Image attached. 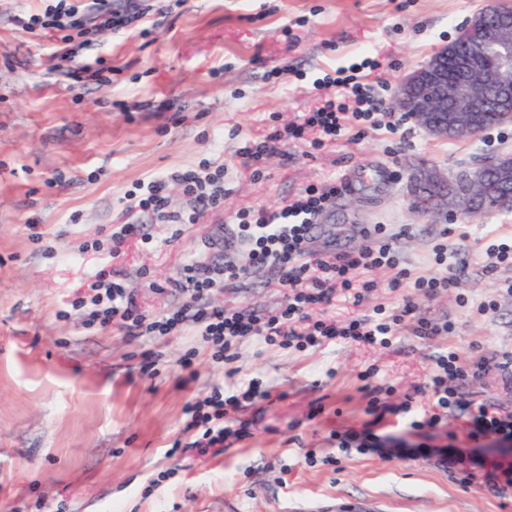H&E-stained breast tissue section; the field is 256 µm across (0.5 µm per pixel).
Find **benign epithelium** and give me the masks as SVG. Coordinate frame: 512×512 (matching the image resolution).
<instances>
[{"instance_id":"7a95c632","label":"benign epithelium","mask_w":512,"mask_h":512,"mask_svg":"<svg viewBox=\"0 0 512 512\" xmlns=\"http://www.w3.org/2000/svg\"><path fill=\"white\" fill-rule=\"evenodd\" d=\"M469 44L474 54L456 58L457 76L448 80V55ZM490 55L493 65L479 68L473 55ZM401 110L430 136L460 140L478 136L481 111L492 105L505 123L512 122V12L479 13L457 29L448 45L409 71L397 89ZM415 194L438 190L436 209L448 218L512 209V153L477 159L450 179L421 169L414 175Z\"/></svg>"}]
</instances>
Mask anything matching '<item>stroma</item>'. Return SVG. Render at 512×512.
I'll list each match as a JSON object with an SVG mask.
<instances>
[{
	"label": "stroma",
	"mask_w": 512,
	"mask_h": 512,
	"mask_svg": "<svg viewBox=\"0 0 512 512\" xmlns=\"http://www.w3.org/2000/svg\"><path fill=\"white\" fill-rule=\"evenodd\" d=\"M491 2L186 0L146 37L89 30L78 60L112 68V80L70 87L49 69L59 39L11 21L43 11L46 0H0V512H512V492L462 485L434 459L330 439L365 421V370L384 400L419 408L437 352L512 351V297L497 295L512 267L487 270L485 255L512 235V210L448 220L415 212L410 187L417 165L452 175L480 155L512 150V124L501 137L491 129L455 141L411 120L361 136L350 100L336 142L288 144L287 157H270L257 176L238 154L246 140L321 107L314 80L366 54L379 66L362 69L364 83L397 112L404 74ZM120 100L127 111L115 109ZM143 102L151 110H140ZM207 161L224 167L223 209L170 224L137 208L144 183ZM329 183L339 192L316 218L313 256L363 249L364 230L384 224L403 266L426 274L433 246L446 240L454 283L418 307L431 322L452 321V334L424 340L407 322L385 346L300 349L253 337L226 364L200 330L132 337L120 321L74 308L103 270L135 293L144 315L170 313L187 299L174 286L186 266L247 264L234 232L239 214L278 211L307 186ZM123 221L141 233L114 253L109 238ZM394 275L371 273L375 286L361 305L337 302L326 317L401 307L407 292L389 290ZM493 295L492 313L459 303ZM285 297L266 271L215 289L211 302L274 312ZM251 386L265 399L244 403L228 422L248 424V437L190 449L188 405ZM457 391L463 401L512 409V387L494 368ZM310 449L318 462L306 460ZM326 455L334 464H322Z\"/></svg>",
	"instance_id": "35a3bbf8"
}]
</instances>
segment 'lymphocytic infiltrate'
<instances>
[{"label":"lymphocytic infiltrate","instance_id":"f902f5d3","mask_svg":"<svg viewBox=\"0 0 512 512\" xmlns=\"http://www.w3.org/2000/svg\"><path fill=\"white\" fill-rule=\"evenodd\" d=\"M183 2L133 0L132 6L128 7L124 0H50L43 12L18 15L14 21L25 30L38 28L56 33L66 45L60 55L61 61L68 64L63 74L67 80L78 83L91 67L75 65L78 55L75 42L85 37L89 27L117 33L142 26L150 17L173 13ZM316 88L324 93V103L320 108L306 113L301 122L247 141L240 148L239 153L248 169L257 170L270 154L280 151L288 142L306 140L312 131L318 133L320 141H336L344 130L341 95L357 98L361 113L366 117L383 113L385 109L381 100L370 95L366 87L350 75L338 74L336 78L317 83ZM172 182L183 188L187 198L184 211L168 209L167 188ZM337 191L333 183L320 187L311 185L279 212L258 210L254 223L238 227L240 237L249 245L247 266H225L218 277L200 273L194 267L184 268L177 286L188 293L190 302L171 315L147 321L140 313L133 293L104 274L98 275L94 283L92 303L98 306L103 319L120 318L132 336L139 335L146 325L161 334L185 329L190 322L200 325L218 356L228 362L234 359L240 340L249 336L284 346H319L336 340L385 345L399 325L410 318L415 321V333L419 337L431 339L448 335L451 331L448 323H433L419 317L416 301L433 297L438 290L449 288L453 283L452 276L412 277L408 269L399 267L384 226L375 229V246L352 253L312 257L308 249L310 219ZM138 205L166 223H195L202 214L223 207L224 168L219 165L212 170L185 169L166 178L154 179L149 182L146 194L139 198ZM381 267L396 271L389 283L391 290L413 286L414 298L405 299L403 306L392 314L379 309L375 314L343 321L320 317V310L335 305L339 298L348 297L354 303H362L373 283L366 280L362 285H354V272L369 273ZM261 268L274 269L280 286L288 291L279 313H246L212 306V290L236 285L247 271ZM493 365L501 370H511L512 353L503 354L501 361L495 364L484 356L464 360L453 351L438 353L429 381L420 391L427 405L421 418L410 421L409 432L422 436L437 430L448 412L461 410L465 417V440L469 447L481 451L480 456L471 459L468 468L462 469V483L467 485L479 478L493 492L504 494L512 491V459H492L483 456L482 450L492 445L512 447V412H506L500 405L486 400L473 399L461 403L454 390L455 383L480 377ZM259 395V390L251 387L239 398L217 394L190 405L188 426L199 432L195 447H223L234 435L233 429L226 427V420L241 407L243 401L254 400Z\"/></svg>","mask_w":512,"mask_h":512}]
</instances>
